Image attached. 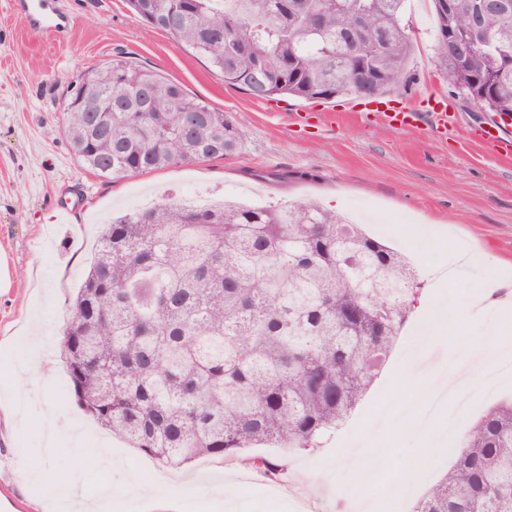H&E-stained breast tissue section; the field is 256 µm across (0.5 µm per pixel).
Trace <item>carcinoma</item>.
Masks as SVG:
<instances>
[{"label": "carcinoma", "instance_id": "obj_1", "mask_svg": "<svg viewBox=\"0 0 512 512\" xmlns=\"http://www.w3.org/2000/svg\"><path fill=\"white\" fill-rule=\"evenodd\" d=\"M406 0H128L149 27L205 56L250 96L380 98L414 81ZM435 59L460 92L512 113V14L453 0ZM457 28L454 42L446 41ZM104 106L84 112L87 81ZM155 105H134L144 87ZM199 116L189 124L187 116ZM82 165L122 177L222 158L224 112L158 71L115 58L70 91ZM422 282L404 252L312 201L190 206L171 197L104 225L62 355L76 404L158 462L235 460L252 444L321 447L391 357ZM244 462L273 479L281 464ZM412 512H512V398L469 429L447 476Z\"/></svg>", "mask_w": 512, "mask_h": 512}]
</instances>
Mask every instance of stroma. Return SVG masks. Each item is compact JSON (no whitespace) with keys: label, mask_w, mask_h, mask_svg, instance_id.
<instances>
[{"label":"stroma","mask_w":512,"mask_h":512,"mask_svg":"<svg viewBox=\"0 0 512 512\" xmlns=\"http://www.w3.org/2000/svg\"><path fill=\"white\" fill-rule=\"evenodd\" d=\"M69 27L57 34L30 28L19 0H0V254L8 263L10 288L0 291V354L16 349L17 331L37 318L47 344L22 387L42 388L47 403L32 404L25 421L0 409V479L9 478L28 512H46L42 488L60 486L67 473L91 468L95 448L112 449L115 512H411L413 497L395 501L385 486L416 456L426 469L416 485L423 494L457 458L467 427L498 399L512 396V369L485 384L491 370L477 341L493 339L500 310L473 311L474 292L498 268L512 272V160L499 157L478 138L493 123L453 96L435 63V14L431 0H407L405 18L413 51L415 83L397 91L402 105L418 112L444 105L448 126L420 122L398 128L374 113L358 111L357 98L256 100L224 83L200 55L180 48L165 32L137 19L126 0H51ZM123 55L150 65L186 91L227 113L241 132L231 155L123 178L86 170L63 133L71 88L81 74ZM299 171V180L275 179ZM205 205L228 200L268 206L312 199L367 225L387 245L406 251L425 283L387 365L343 429L321 448L281 456L274 480L243 479L245 465L201 457L172 469L113 437L76 405L61 349L73 298L97 245L101 223L151 206L164 194ZM449 222L453 233L436 242L410 234L416 215ZM478 248L469 276L456 280L446 299L452 310H471L453 335L430 330L431 284L461 247ZM419 375L403 389L396 376L414 360ZM470 376V402L457 433L448 431V402L440 400L431 421V446L407 430L375 450L374 433L391 420L385 406L401 408L447 386L451 374ZM52 415L58 451L42 447L45 415ZM357 462L373 478L350 491L338 490V465ZM174 475L164 494L138 498L131 483L154 484Z\"/></svg>","instance_id":"obj_1"}]
</instances>
